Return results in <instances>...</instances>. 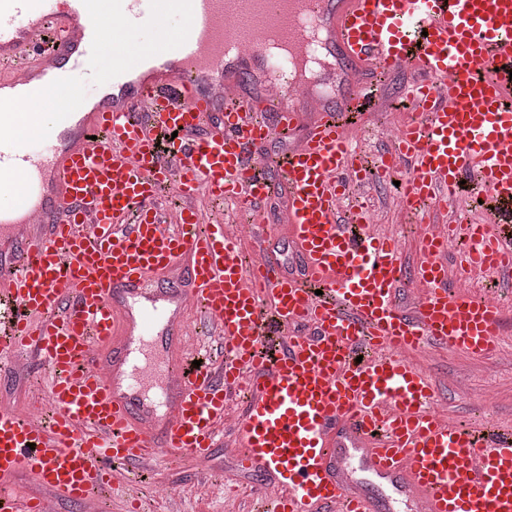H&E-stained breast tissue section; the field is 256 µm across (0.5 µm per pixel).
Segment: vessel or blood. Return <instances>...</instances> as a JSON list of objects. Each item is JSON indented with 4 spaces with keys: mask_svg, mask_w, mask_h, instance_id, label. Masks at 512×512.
I'll list each match as a JSON object with an SVG mask.
<instances>
[{
    "mask_svg": "<svg viewBox=\"0 0 512 512\" xmlns=\"http://www.w3.org/2000/svg\"><path fill=\"white\" fill-rule=\"evenodd\" d=\"M323 0H0V362L32 352L49 371L37 423L0 409V512H45L18 502L5 479L27 476L74 503L93 500L120 466L208 457L230 401L240 466L276 492L267 512H391V499L347 474L359 459L417 512H512V428L479 434L434 409L436 392L405 353L435 344L476 358L496 353L499 306L451 288L443 257L469 239L459 268L512 285V0H339L332 48L308 42ZM347 72L329 85L319 116L241 91L212 95L228 47L271 70L269 36ZM163 62L168 76L131 80ZM415 71L405 99L414 117L372 172L410 166L404 208L444 210L461 181L480 174L494 223L464 220L421 231L408 268L397 240L362 231L366 208L346 214L349 179L363 168L346 134L377 109L378 75ZM118 90L87 95V75ZM96 109L67 148L50 129L69 116L33 112L47 91ZM298 135L277 178L261 145ZM204 194L261 214L287 198L305 273H289L254 226L246 260L220 212L173 210ZM419 286L412 311L397 302ZM223 338L220 361L189 364L186 304ZM308 323L309 333L295 332Z\"/></svg>",
    "mask_w": 512,
    "mask_h": 512,
    "instance_id": "b4317fda",
    "label": "vessel or blood"
}]
</instances>
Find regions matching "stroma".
<instances>
[{
	"mask_svg": "<svg viewBox=\"0 0 512 512\" xmlns=\"http://www.w3.org/2000/svg\"><path fill=\"white\" fill-rule=\"evenodd\" d=\"M411 118L409 112H374L360 124L362 151L373 154L385 149L390 130ZM357 200L368 203L374 217L372 229L399 240L408 265L420 259L414 223L409 222L399 202V189L392 181L358 183L353 187ZM265 223L274 225L271 238L288 272L299 274L303 262L287 222L282 198L271 199L263 211ZM503 334L500 352L477 359L461 352L429 345L417 357V364L433 381L436 408L449 421L471 428L496 423L512 425V300L501 298ZM46 391V370L33 360L25 378H15L0 365V403L17 411H30ZM232 433L212 450L211 472L201 471L188 457L160 463L152 472L141 473L127 467L124 483L99 493L102 512H125L130 496L142 499L146 512H251L255 495L265 479L256 472L239 470L224 452L233 445Z\"/></svg>",
	"mask_w": 512,
	"mask_h": 512,
	"instance_id": "stroma-1",
	"label": "stroma"
}]
</instances>
